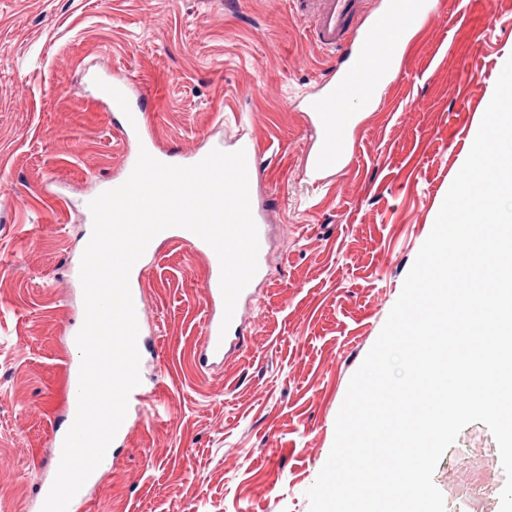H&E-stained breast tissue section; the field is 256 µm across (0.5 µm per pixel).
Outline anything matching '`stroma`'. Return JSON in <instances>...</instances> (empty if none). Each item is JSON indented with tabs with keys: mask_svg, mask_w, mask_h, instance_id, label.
Instances as JSON below:
<instances>
[{
	"mask_svg": "<svg viewBox=\"0 0 512 512\" xmlns=\"http://www.w3.org/2000/svg\"><path fill=\"white\" fill-rule=\"evenodd\" d=\"M512 58V0H434L353 147L313 187L298 101L335 61L290 0H0V512H38L68 426L88 208L124 174L125 80L152 150L249 141L267 202L268 276L246 344L201 369L207 264L160 242L139 260L152 401L88 487L87 512H309L352 375L377 340ZM433 475L447 512H499L496 441L466 425Z\"/></svg>",
	"mask_w": 512,
	"mask_h": 512,
	"instance_id": "35a3bbf8",
	"label": "stroma"
}]
</instances>
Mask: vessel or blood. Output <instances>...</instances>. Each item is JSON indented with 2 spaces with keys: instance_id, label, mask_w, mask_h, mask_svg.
Listing matches in <instances>:
<instances>
[{
  "instance_id": "1",
  "label": "vessel or blood",
  "mask_w": 512,
  "mask_h": 512,
  "mask_svg": "<svg viewBox=\"0 0 512 512\" xmlns=\"http://www.w3.org/2000/svg\"><path fill=\"white\" fill-rule=\"evenodd\" d=\"M305 25L307 37L336 59L329 80L304 103L318 134L315 150L308 155L312 177L340 167L349 151L346 130L352 123L348 103L355 98L373 100L396 67V28H412L428 16V0H292ZM128 87L112 86L110 102L125 110L124 135L144 134V117L126 111ZM167 239L191 244L203 254L208 273L202 284L210 303L203 323L199 361L202 366L223 362L230 351L246 342L244 318L251 307L254 286L240 294L229 328H222L224 301L220 288V262L215 251L201 238L183 228L166 229Z\"/></svg>"
}]
</instances>
